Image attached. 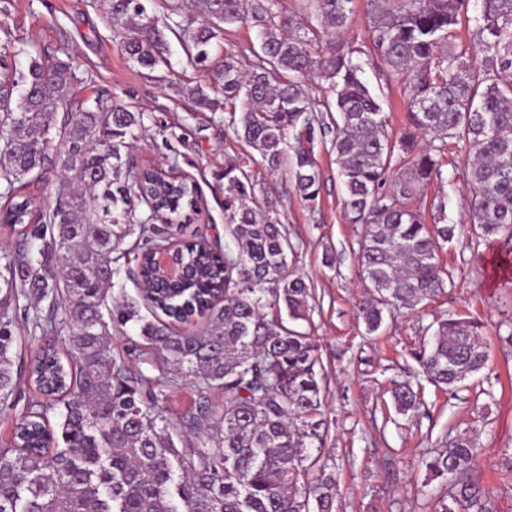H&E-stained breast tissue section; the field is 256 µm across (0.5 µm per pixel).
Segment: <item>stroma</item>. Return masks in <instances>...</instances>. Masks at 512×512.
<instances>
[{
  "label": "stroma",
  "mask_w": 512,
  "mask_h": 512,
  "mask_svg": "<svg viewBox=\"0 0 512 512\" xmlns=\"http://www.w3.org/2000/svg\"><path fill=\"white\" fill-rule=\"evenodd\" d=\"M1 6L8 9L16 42L38 45L53 56L78 55L81 99L113 98L142 113L130 157L137 166L171 168L192 178L200 192L193 225L209 240L223 241L224 158L236 145L225 135L223 113L198 111L178 92L184 83L208 84L209 75L187 67L176 44L170 48V68L150 72L133 66L106 21L107 0H0ZM371 24L367 0H355L342 40L362 50L364 77L382 94L387 132L395 138L406 123L407 91L370 52ZM315 152L322 171L315 209L303 207L285 174L269 183L276 214L299 245L294 267L312 288L305 328L322 354L336 512H436L449 484L428 481L423 461L466 431L485 450L478 476L494 491L491 512H512V344L499 334L512 325V273L497 268L504 257L512 258V240L501 236L488 242L472 233L465 151L450 148L442 179L411 202L428 219L444 206L448 223L461 227L441 253L451 287L421 311L385 313L382 328L372 335L356 309L368 291L356 259L363 227L344 220V187L334 155L320 143ZM447 315L481 323L485 368L452 393L426 386L419 411L396 414L391 380L413 372V351Z\"/></svg>",
  "instance_id": "stroma-1"
}]
</instances>
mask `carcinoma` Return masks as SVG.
<instances>
[{"mask_svg": "<svg viewBox=\"0 0 512 512\" xmlns=\"http://www.w3.org/2000/svg\"><path fill=\"white\" fill-rule=\"evenodd\" d=\"M352 0H108L127 60L171 68L169 39L211 83L185 85L195 106L224 113V129L249 150L224 161L222 248L179 223L199 203L192 180L136 169L129 145L143 114L101 98L78 99L71 56L15 46L0 31V412L14 418L0 438V512H335V480L322 460L328 431L319 346L302 328L311 289L293 270L298 245L274 211L258 170H285L315 207L321 171L315 144L329 145L345 186L344 214L364 225L358 262L371 297L358 313L375 333L383 313L414 311L445 292L440 263L455 236L438 206L428 224L409 206L442 178L448 145L466 150L469 218L478 237L512 239V0H369L370 45L408 91L407 124L386 134L380 97L340 41ZM474 25L473 45L447 46ZM246 28L257 43L224 34ZM25 56V65L16 61ZM309 80L327 84L316 101ZM56 201L39 209L25 192L49 168ZM168 224H144L135 202ZM175 248L185 269L161 276L155 253ZM136 281L137 301L124 294ZM133 322L139 340L112 347ZM28 336L35 394L19 406L17 333ZM481 325L438 322L414 353L418 376L453 392L486 365ZM146 362L147 375L133 366ZM197 390L173 422L163 404L175 388ZM393 406L424 403L420 382L393 383ZM484 449L467 434L426 463L453 479L439 512H489L490 490L470 473Z\"/></svg>", "mask_w": 512, "mask_h": 512, "instance_id": "cac0c4a2", "label": "carcinoma"}]
</instances>
